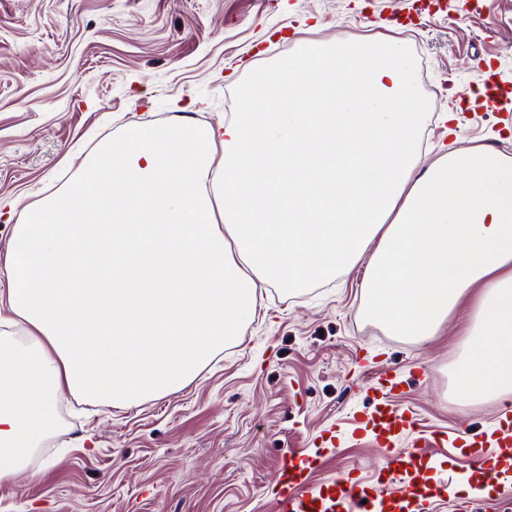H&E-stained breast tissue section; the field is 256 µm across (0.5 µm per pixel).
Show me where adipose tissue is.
Returning a JSON list of instances; mask_svg holds the SVG:
<instances>
[{
	"instance_id": "ef3b65f1",
	"label": "adipose tissue",
	"mask_w": 512,
	"mask_h": 512,
	"mask_svg": "<svg viewBox=\"0 0 512 512\" xmlns=\"http://www.w3.org/2000/svg\"><path fill=\"white\" fill-rule=\"evenodd\" d=\"M394 38L306 45L239 90L223 124L135 125L23 207L0 314V480L67 395L136 404L181 390L253 319L258 290L364 264L366 316L439 333L478 289L462 399L512 400V160H422L424 104Z\"/></svg>"
}]
</instances>
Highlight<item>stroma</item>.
Here are the masks:
<instances>
[{"label":"stroma","mask_w":512,"mask_h":512,"mask_svg":"<svg viewBox=\"0 0 512 512\" xmlns=\"http://www.w3.org/2000/svg\"><path fill=\"white\" fill-rule=\"evenodd\" d=\"M413 0H0V269L17 218L3 202L39 204L67 186L96 145L140 120L223 122L254 72L310 41L405 40L426 105L424 158L441 146L512 157L496 114L439 121L457 87L485 80L476 60L512 80V0L413 14ZM363 266L302 292L263 288L257 317L185 388L137 405L59 403V426L29 461L24 484L0 481V512H274L285 449L317 453L315 475L349 469L373 480L381 449L359 432L379 368L399 371L398 403L415 411L433 475L468 477L462 442L486 433L500 399H458L452 370L466 338L470 289L437 336H392L363 309ZM57 463L43 468L44 459Z\"/></svg>","instance_id":"obj_1"}]
</instances>
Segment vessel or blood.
<instances>
[{
  "instance_id": "1",
  "label": "vessel or blood",
  "mask_w": 512,
  "mask_h": 512,
  "mask_svg": "<svg viewBox=\"0 0 512 512\" xmlns=\"http://www.w3.org/2000/svg\"><path fill=\"white\" fill-rule=\"evenodd\" d=\"M380 397L368 413L357 419L358 431L371 432L388 452L377 472L376 495L355 471L331 476L320 486L309 485L316 468L311 457L286 451L280 461L275 492V512H425L428 503L443 493L442 483H428L423 472L430 458L418 448L400 447V436L413 432L417 415L394 404L398 385L391 375L378 380ZM497 449L487 453L481 437H472L466 447L473 460L471 478L487 487H496L501 474L512 470V420L497 429ZM302 494H294V487Z\"/></svg>"
}]
</instances>
